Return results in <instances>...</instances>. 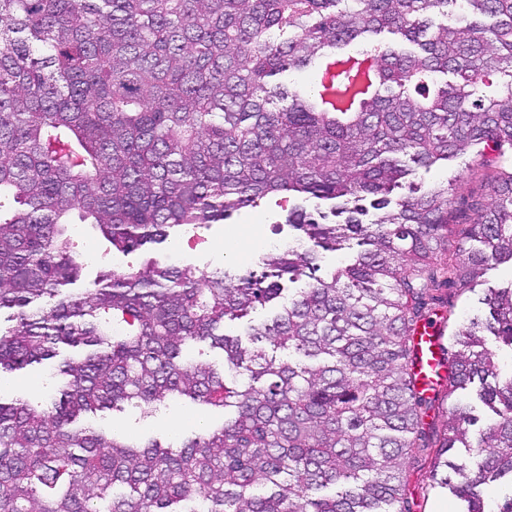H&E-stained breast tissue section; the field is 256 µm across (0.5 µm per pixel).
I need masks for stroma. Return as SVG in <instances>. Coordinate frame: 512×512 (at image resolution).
I'll use <instances>...</instances> for the list:
<instances>
[{
    "label": "stroma",
    "instance_id": "1",
    "mask_svg": "<svg viewBox=\"0 0 512 512\" xmlns=\"http://www.w3.org/2000/svg\"><path fill=\"white\" fill-rule=\"evenodd\" d=\"M500 166L512 167L511 149L501 153H483L473 147L430 169L416 170L409 180L423 188L451 178L455 181L456 195L467 197L483 193L488 176ZM288 208V202L271 196L258 207L240 209L223 222L180 238L175 258L203 271L217 265L239 273L256 269L262 256L291 240L293 232L286 223ZM230 234L235 236L237 242L233 250L225 246V239ZM511 284L512 263L506 262L493 265L475 287L452 291L450 309L439 313L446 336H454L462 323L483 314L481 298L486 289ZM0 394L7 398L34 394L51 398L56 396L57 391L52 385L48 367L38 365L0 375ZM90 421L96 427L118 429L137 438H170L176 435L191 438L197 434L201 422L221 425L224 413L175 396L148 415L128 407L121 412L107 410L97 413L91 416ZM437 455V449H428L416 462L406 467L407 493L413 512H461V502L432 478Z\"/></svg>",
    "mask_w": 512,
    "mask_h": 512
}]
</instances>
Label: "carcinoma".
<instances>
[{
	"mask_svg": "<svg viewBox=\"0 0 512 512\" xmlns=\"http://www.w3.org/2000/svg\"><path fill=\"white\" fill-rule=\"evenodd\" d=\"M479 145L512 148V0H0V374L48 362L60 394L0 398V512H411L405 465L429 448L466 449L445 481L485 512L479 488L512 481V287L443 350L442 391L417 380L414 335L440 290L512 261V169L477 197L389 198L410 165ZM364 194L385 210L367 224L290 210L299 243L259 273L156 255L87 281L71 238L88 224L128 254L272 195ZM354 239L273 318L224 333ZM458 389L483 427L466 403L430 418ZM173 395L231 416L176 444L81 421Z\"/></svg>",
	"mask_w": 512,
	"mask_h": 512,
	"instance_id": "obj_1",
	"label": "carcinoma"
}]
</instances>
